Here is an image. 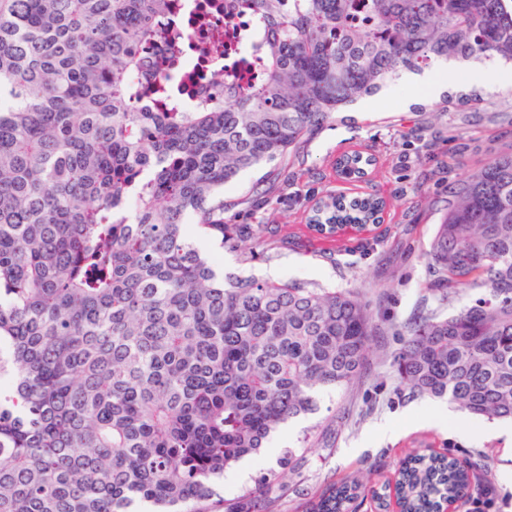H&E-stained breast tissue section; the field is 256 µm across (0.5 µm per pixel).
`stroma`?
Wrapping results in <instances>:
<instances>
[{"label": "stroma", "instance_id": "1", "mask_svg": "<svg viewBox=\"0 0 512 512\" xmlns=\"http://www.w3.org/2000/svg\"><path fill=\"white\" fill-rule=\"evenodd\" d=\"M478 62H451L438 97L403 80L337 113L315 127L290 163L269 179L250 170L224 188V219L263 225L272 241L251 259L202 236L200 250L215 258L225 274L238 278H278L299 286L357 290L377 326L374 353L363 377L348 390H326L315 414L284 425L247 466H234L216 485L218 497L232 499L254 488L255 478L277 469L286 448L303 452L302 473L277 492L278 512H302L304 502L332 481L357 478L364 486L356 512H398L395 502L379 509L377 493L393 480L408 454L434 450L458 459L491 488V512H512V421L473 418L444 400L412 396L395 380L392 357L399 334L421 307L432 305L435 273L427 253L457 181L489 157L512 150V90L474 82L485 71ZM376 109H368V102ZM359 150L374 165L365 180L338 179L336 156ZM374 194L386 207L367 230L322 237L306 224V214L325 192ZM348 413L327 446L316 438L333 417Z\"/></svg>", "mask_w": 512, "mask_h": 512}]
</instances>
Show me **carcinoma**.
Returning a JSON list of instances; mask_svg holds the SVG:
<instances>
[{
    "label": "carcinoma",
    "mask_w": 512,
    "mask_h": 512,
    "mask_svg": "<svg viewBox=\"0 0 512 512\" xmlns=\"http://www.w3.org/2000/svg\"><path fill=\"white\" fill-rule=\"evenodd\" d=\"M270 49L261 83L227 79L160 111L133 84L143 49L181 34L170 0H0V512H218L214 484L278 427L365 370L376 327L351 290L226 278L191 229L266 242L224 222V186L283 160L313 128L437 61L512 63V0H227ZM134 207L126 211L128 193ZM428 252L439 304L393 356L414 397L512 418V152L457 183ZM374 195L329 193L308 223L376 221ZM292 448L224 512H273L299 476ZM445 455L415 454L403 512L470 494ZM359 483L305 512H351Z\"/></svg>",
    "instance_id": "obj_1"
}]
</instances>
